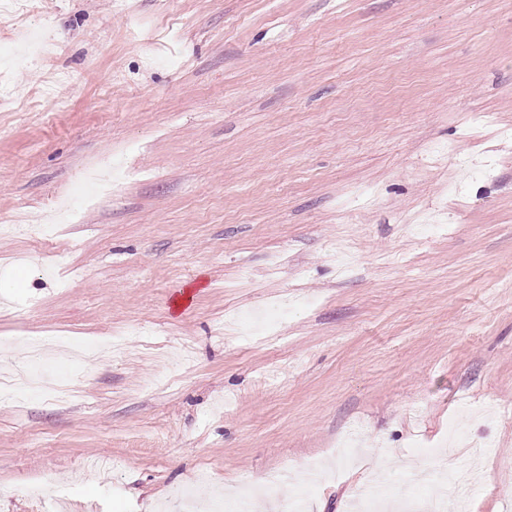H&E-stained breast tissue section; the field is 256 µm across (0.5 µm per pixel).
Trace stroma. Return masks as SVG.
Returning a JSON list of instances; mask_svg holds the SVG:
<instances>
[{
	"mask_svg": "<svg viewBox=\"0 0 512 512\" xmlns=\"http://www.w3.org/2000/svg\"><path fill=\"white\" fill-rule=\"evenodd\" d=\"M23 22L59 49L0 59V225L131 174L52 237L0 236V379L34 337L98 351L43 358L71 397L0 403V512H212L217 486L267 512L314 465L307 512L375 477L512 512V0H38ZM354 187L378 204L345 210Z\"/></svg>",
	"mask_w": 512,
	"mask_h": 512,
	"instance_id": "stroma-1",
	"label": "stroma"
}]
</instances>
